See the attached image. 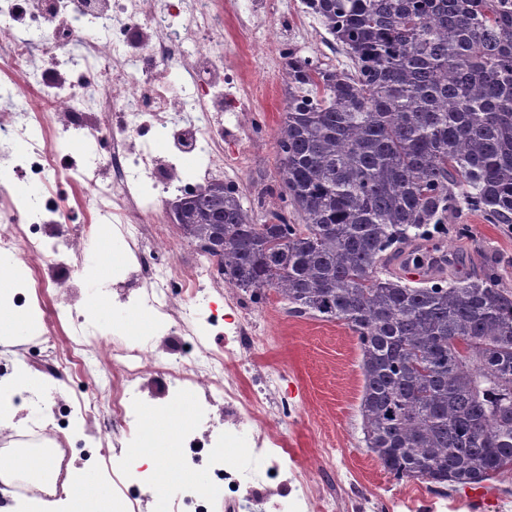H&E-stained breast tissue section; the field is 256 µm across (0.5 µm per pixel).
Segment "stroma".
<instances>
[{"mask_svg": "<svg viewBox=\"0 0 512 512\" xmlns=\"http://www.w3.org/2000/svg\"><path fill=\"white\" fill-rule=\"evenodd\" d=\"M299 3L288 0L287 14L270 20L280 31L279 49L290 47L301 56L345 68V56L333 51L330 35L313 26ZM224 71L234 78L226 93H258L257 111L224 115L225 152H232L244 136L257 143L224 175L239 184L245 205L254 208L255 221L262 224L281 206L275 192L276 131L285 106V74L267 68L260 48L249 47L229 27L224 30ZM438 244L453 261L449 278H475L492 269L501 287L512 292L511 226L488 223L482 214L456 204L448 212L446 230L421 236L416 252L426 254ZM89 251L94 257L90 263L71 258L61 264L51 256L39 261L44 283L68 279L69 299L46 295L41 312L56 318L47 336L14 335L8 345H0L1 380L11 378L18 351L25 354L33 376L52 380L44 403H14L12 427L0 429V453L27 447L36 431L50 428L63 441L56 460L88 468L101 493L124 501L128 512H178L186 483L206 472L207 458L219 451L218 441L207 433L209 425L224 423L223 404L211 407L210 419L204 420L173 398L174 380L166 366L173 353L184 352L197 339L231 361L246 394H253L265 375L277 378L267 415L288 418L275 445L257 446L260 430L253 424L233 432L224 461L239 469L243 481L234 504L216 498L211 512H278L281 503L290 512H318L314 502L298 496L301 476L313 482L318 495L335 499L340 512H471L464 491L437 495L421 480L396 482L367 450L358 413L363 385L360 350L345 325L292 315L271 290L261 303H253L248 294L222 279L215 262L179 238L163 263H202L207 268L206 298L190 306L195 334L189 337L175 322L162 327L138 310L135 300L145 287L133 275L137 263L130 248L113 238L111 228H101ZM66 306L84 315L95 330L86 339L97 358L91 374H82L67 362L57 365L55 372L47 370L51 353L61 352L70 336L69 319L62 312ZM143 340L154 347L156 364L141 379V415L159 409L186 415L174 431L155 433L158 446L175 448L186 461L185 471L160 495L154 490L160 470H148L139 462L140 434L113 427L106 406L122 361L120 348ZM272 463L278 466L273 477L267 471Z\"/></svg>", "mask_w": 512, "mask_h": 512, "instance_id": "35a3bbf8", "label": "stroma"}]
</instances>
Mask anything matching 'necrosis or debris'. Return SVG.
<instances>
[{"instance_id": "1", "label": "necrosis or debris", "mask_w": 512, "mask_h": 512, "mask_svg": "<svg viewBox=\"0 0 512 512\" xmlns=\"http://www.w3.org/2000/svg\"><path fill=\"white\" fill-rule=\"evenodd\" d=\"M224 13L217 0H0V71L11 78L0 86L9 102L0 111V291L18 283L9 255H82L99 224L132 246L173 249L159 201L182 184L184 160L202 155L206 173L224 171ZM146 127L162 153L135 147ZM57 130L75 132L89 151L75 182L94 192V218L56 241L19 235L17 226H40L62 211L53 189L71 177ZM104 139L108 156L93 155ZM105 168L112 171L106 181ZM203 275L200 267L141 266L143 309L191 332L180 302ZM123 356L108 407L127 427L137 418L134 382L153 357L143 344ZM170 374L179 382L175 395L187 381L231 406L240 398L237 378L205 346H197L191 368L176 361Z\"/></svg>"}]
</instances>
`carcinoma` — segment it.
Returning <instances> with one entry per match:
<instances>
[{
	"label": "carcinoma",
	"instance_id": "cac0c4a2",
	"mask_svg": "<svg viewBox=\"0 0 512 512\" xmlns=\"http://www.w3.org/2000/svg\"><path fill=\"white\" fill-rule=\"evenodd\" d=\"M508 0H303L351 62L284 53L279 196L257 224L234 184L177 199L224 279L357 336L364 442L387 474L445 492L512 472V292L495 272L412 285L392 261L455 203L512 224Z\"/></svg>",
	"mask_w": 512,
	"mask_h": 512
}]
</instances>
